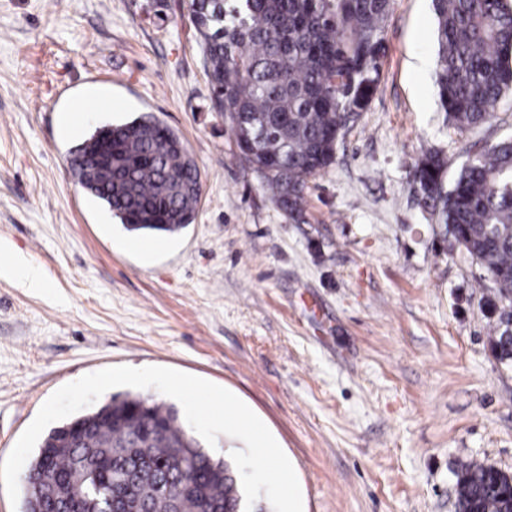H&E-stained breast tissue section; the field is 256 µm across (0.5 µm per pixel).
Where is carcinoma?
Listing matches in <instances>:
<instances>
[{
    "instance_id": "obj_1",
    "label": "carcinoma",
    "mask_w": 512,
    "mask_h": 512,
    "mask_svg": "<svg viewBox=\"0 0 512 512\" xmlns=\"http://www.w3.org/2000/svg\"><path fill=\"white\" fill-rule=\"evenodd\" d=\"M435 85L459 131L512 97V0H432ZM214 108L241 159L290 218L307 179L330 167L379 75L390 0H189ZM112 149V182L91 176ZM452 181L438 150L415 163L420 206L495 285L494 357L512 364V134L461 149ZM71 175L131 231L174 234L195 219L200 172L181 137L151 114L104 125L69 156ZM23 512L246 510L234 466L209 454L172 406L116 396L51 429L25 475ZM512 475L477 461L457 471L458 512H512Z\"/></svg>"
}]
</instances>
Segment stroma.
I'll return each instance as SVG.
<instances>
[{
	"label": "stroma",
	"instance_id": "1",
	"mask_svg": "<svg viewBox=\"0 0 512 512\" xmlns=\"http://www.w3.org/2000/svg\"><path fill=\"white\" fill-rule=\"evenodd\" d=\"M431 0H391L376 90L289 219L211 108L188 0H0V461L61 386L162 366L238 396L291 461L303 512H457L456 472L512 474V366L492 284L434 232L412 167L512 130L438 105ZM104 111L63 135L89 92ZM153 114L200 169L195 221L154 252L68 170L96 127ZM38 268L41 288L20 268Z\"/></svg>",
	"mask_w": 512,
	"mask_h": 512
}]
</instances>
